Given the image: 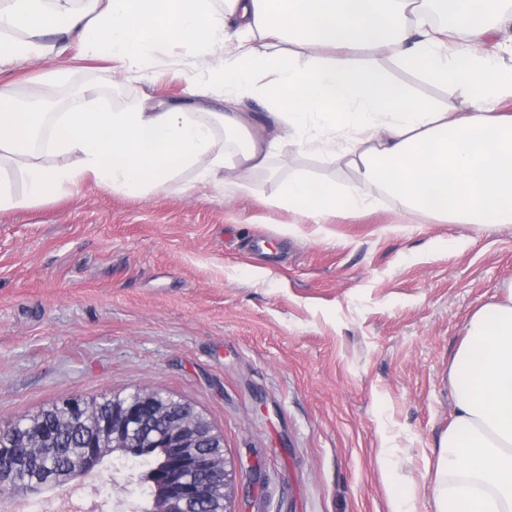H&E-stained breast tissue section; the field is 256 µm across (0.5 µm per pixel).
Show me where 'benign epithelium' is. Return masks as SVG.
Returning a JSON list of instances; mask_svg holds the SVG:
<instances>
[{
    "label": "benign epithelium",
    "mask_w": 512,
    "mask_h": 512,
    "mask_svg": "<svg viewBox=\"0 0 512 512\" xmlns=\"http://www.w3.org/2000/svg\"><path fill=\"white\" fill-rule=\"evenodd\" d=\"M105 397L75 395L62 401V407L71 418L84 420L94 417L96 401ZM109 397L112 421L96 424L93 432L97 440L94 453L84 457L80 474L87 475L103 459L114 452L107 447L121 444L131 425L161 426L165 439L174 444L175 456L169 474L154 503V512H190L193 508L210 509V502L221 499L218 512H237L232 495L233 470L222 455L202 463L200 448H221L224 438L209 426L201 415L181 409V402L161 391L136 389L124 396Z\"/></svg>",
    "instance_id": "7a95c632"
}]
</instances>
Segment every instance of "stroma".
Listing matches in <instances>:
<instances>
[{
    "mask_svg": "<svg viewBox=\"0 0 512 512\" xmlns=\"http://www.w3.org/2000/svg\"><path fill=\"white\" fill-rule=\"evenodd\" d=\"M348 62L448 111L470 107L462 89L396 58L361 50ZM223 64L218 47L167 46L125 77L69 51L4 60L0 84L21 100L51 91L63 112L89 87L96 106L118 110L186 101L195 81L220 112ZM353 177L335 155L284 145L233 200L187 171L146 195L88 180L0 211V422L72 395L158 390L209 419L227 461L257 463L234 480L238 512H390L395 497L435 512V460L456 412L450 367L466 322L512 282V223L409 216L378 189L366 209L319 224L269 204L297 180ZM148 467L115 452L19 498L27 512L64 493L129 512L151 503Z\"/></svg>",
    "mask_w": 512,
    "mask_h": 512,
    "instance_id": "1",
    "label": "stroma"
}]
</instances>
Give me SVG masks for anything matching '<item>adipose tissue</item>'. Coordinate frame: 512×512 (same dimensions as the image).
I'll list each match as a JSON object with an SVG mask.
<instances>
[{
  "label": "adipose tissue",
  "instance_id": "1",
  "mask_svg": "<svg viewBox=\"0 0 512 512\" xmlns=\"http://www.w3.org/2000/svg\"><path fill=\"white\" fill-rule=\"evenodd\" d=\"M465 45L449 49L448 30L415 0H7L0 7V53L47 61L67 40L124 71L174 43L193 54L222 44L224 23L239 37L218 75L227 95L262 87L275 127H251L235 112L93 109L87 97L66 112L21 109L0 88V160L19 164L22 195L0 174V210L58 199L86 179L112 191L149 193L179 172L195 181L249 192L248 174L268 170L281 140L323 150L345 140L341 157L356 171L343 185L286 186L271 199L320 220L367 207L381 188L407 210L459 224L512 223V114L492 100L512 94V59L481 50L500 0H457ZM294 44L284 52V43ZM369 48L405 67L461 86L472 106L438 110L375 74L347 65ZM73 156L49 165L45 155ZM449 378L458 403L435 462L436 512H512V284L481 305L465 325Z\"/></svg>",
  "mask_w": 512,
  "mask_h": 512
}]
</instances>
